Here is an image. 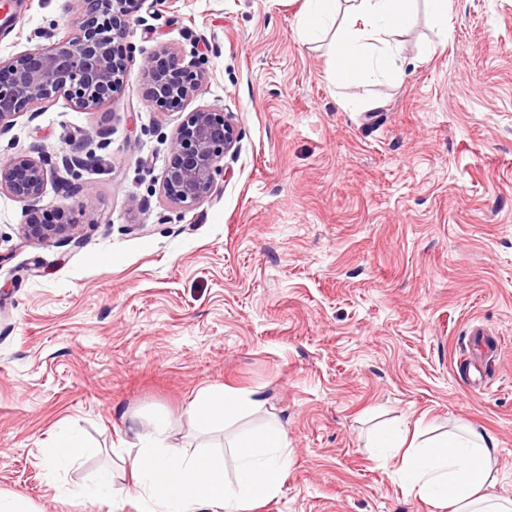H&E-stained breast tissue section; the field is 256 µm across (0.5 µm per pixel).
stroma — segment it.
Masks as SVG:
<instances>
[{"label": "stroma", "mask_w": 512, "mask_h": 512, "mask_svg": "<svg viewBox=\"0 0 512 512\" xmlns=\"http://www.w3.org/2000/svg\"><path fill=\"white\" fill-rule=\"evenodd\" d=\"M303 0H133L128 73L111 104L64 96L0 136V160L80 147L103 163L48 172L38 207L69 235L25 237L0 191V493L26 512H105L61 499L111 470L166 411L173 444L220 452L188 409L252 392L241 425L277 421L290 464L255 512H437L376 446L380 431L471 426L494 438L512 498V0H449L448 31L413 0L397 75L345 88L329 38L302 41ZM75 0H23L0 58L63 38ZM203 74L193 98H146V56ZM234 116L209 198L169 204L170 142L189 112ZM486 381L471 392L472 379ZM88 445L53 469L61 431Z\"/></svg>", "instance_id": "35a3bbf8"}]
</instances>
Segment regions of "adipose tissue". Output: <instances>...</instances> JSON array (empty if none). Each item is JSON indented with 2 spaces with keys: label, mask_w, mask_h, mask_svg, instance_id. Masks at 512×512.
Masks as SVG:
<instances>
[{
  "label": "adipose tissue",
  "mask_w": 512,
  "mask_h": 512,
  "mask_svg": "<svg viewBox=\"0 0 512 512\" xmlns=\"http://www.w3.org/2000/svg\"><path fill=\"white\" fill-rule=\"evenodd\" d=\"M346 24L330 45L332 74L345 87L396 68L391 38L412 21L410 0H348ZM252 393L204 390L189 414L208 432L251 411ZM169 415L158 412L149 431L137 433L124 453L133 483L125 496L138 512H254L274 498L288 469V436L273 424L228 441L229 459L187 452L169 440ZM495 444L469 429L411 443L395 463L417 496L440 512H512V499L496 491Z\"/></svg>",
  "instance_id": "1"
}]
</instances>
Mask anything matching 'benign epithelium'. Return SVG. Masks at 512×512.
Returning a JSON list of instances; mask_svg holds the SVG:
<instances>
[{
  "mask_svg": "<svg viewBox=\"0 0 512 512\" xmlns=\"http://www.w3.org/2000/svg\"><path fill=\"white\" fill-rule=\"evenodd\" d=\"M82 11L80 25L65 39L36 45L6 60L0 59V136L7 133L21 113L55 95L67 97L81 110H92L112 101L124 87L127 57L116 42L130 28L129 0H76ZM167 63L151 57L144 71L148 97L157 107L168 109L194 96L202 74L179 66L163 49ZM237 131L228 112L197 109L187 114L171 142V161L162 188L171 204L190 208L212 193L215 176L224 156L233 151ZM55 171L70 172L85 167L94 158L77 151L58 156ZM48 158L17 154L0 162V190L35 203L44 192ZM74 229L72 224H47L34 215L22 225L23 234L36 241H49Z\"/></svg>",
  "mask_w": 512,
  "mask_h": 512,
  "instance_id": "7a95c632",
  "label": "benign epithelium"
}]
</instances>
